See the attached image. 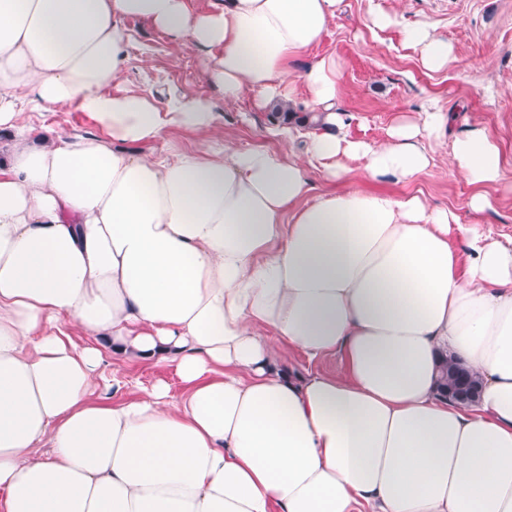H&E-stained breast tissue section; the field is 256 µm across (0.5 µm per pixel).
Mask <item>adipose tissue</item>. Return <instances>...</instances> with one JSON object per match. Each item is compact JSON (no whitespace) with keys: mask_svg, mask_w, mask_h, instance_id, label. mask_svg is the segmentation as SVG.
<instances>
[{"mask_svg":"<svg viewBox=\"0 0 512 512\" xmlns=\"http://www.w3.org/2000/svg\"><path fill=\"white\" fill-rule=\"evenodd\" d=\"M340 3L0 0V131L25 100L103 131L17 134L0 162V512H512V239L309 178H342L344 155L406 181L446 142L494 184L499 147L434 105L384 143L346 139L340 63L291 69ZM127 19L202 54L225 104L304 101L311 137L284 125L280 150L240 148L211 141L209 101L106 94ZM405 38L426 69L450 64L427 27ZM287 349L344 369L298 372ZM112 357L174 365L184 390L93 399ZM446 360L480 380L477 402L441 392Z\"/></svg>","mask_w":512,"mask_h":512,"instance_id":"1","label":"adipose tissue"}]
</instances>
